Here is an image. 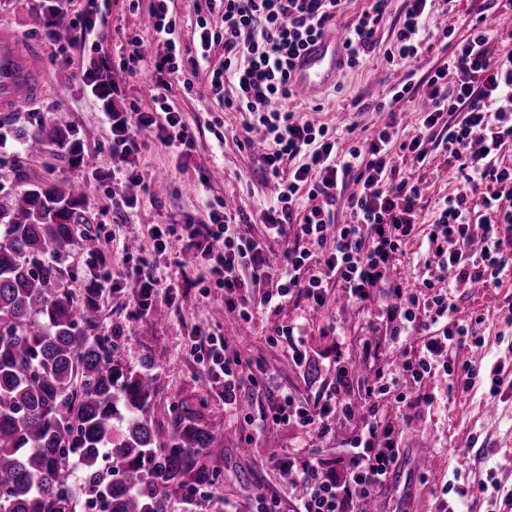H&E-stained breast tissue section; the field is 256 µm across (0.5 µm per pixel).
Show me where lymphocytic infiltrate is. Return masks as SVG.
Returning <instances> with one entry per match:
<instances>
[{
    "label": "lymphocytic infiltrate",
    "mask_w": 512,
    "mask_h": 512,
    "mask_svg": "<svg viewBox=\"0 0 512 512\" xmlns=\"http://www.w3.org/2000/svg\"><path fill=\"white\" fill-rule=\"evenodd\" d=\"M217 8L216 26L198 24L200 56L183 59L176 39V21L169 0H154L150 11L161 50L155 68L159 91L152 112L106 113L112 127L109 148L123 162L119 178L150 190L142 171L130 161L138 154L140 132L156 138L189 157L193 136L179 113L170 111L165 91L168 76L208 60L216 42L224 44V59L213 69L210 91L225 108L246 111L243 145L261 133L265 150L260 159L276 199L260 213L269 235L292 239L293 245L278 262H270L261 240L231 228L226 212L213 210L208 223L186 216L181 227L153 225L152 251L133 254L126 277L132 301L148 311L165 279L146 274L153 253L179 247L181 254L208 265L214 283L224 290V306L251 321L262 309H277L300 298L309 309L322 308L329 284L341 288L361 307L376 306L381 291L389 298L377 306L390 325V339L402 350L397 368L380 367L364 382H357L348 360L336 362V385L314 403H303L274 384L264 370H251L249 361L224 336L201 329L192 353L204 369L224 380V408L243 415L252 437L271 425H295L302 432L326 436L333 422L354 417L361 405L380 396H394L413 409L432 405L434 391L424 382L442 370L450 387L468 389L480 370L454 368L443 352L465 342L468 330L452 319L454 305L449 285L457 281L497 282L505 257L512 248V167L500 165L501 150L512 144V55L499 56L476 21L449 61L426 76L429 104L424 130L391 149L395 123H387L373 138L349 141L327 124L297 117L286 108L294 93L290 71L301 51L316 39L343 27L345 66L363 65L383 49L387 62L417 58L432 38L428 17L432 0H410L399 25L395 43L382 48L378 31L387 0H372L346 24H339L346 0H208ZM100 11L99 0H86L83 13L69 16L66 0H53L44 30L58 43L61 29L92 34ZM462 113L460 122L451 113ZM441 128L440 143L458 170L467 174L470 191H482V205L495 218L497 235H485L480 251H473L468 194L444 198L427 237L425 265L436 268L420 287L396 282L392 274L406 241L413 236L421 209L419 184L396 178L397 152L410 154L412 162L425 164L426 133ZM359 190L350 196V219L338 224L333 208L336 191L346 179ZM250 384L269 403L259 415L243 413L238 389ZM360 399H353L352 391ZM401 448L393 421L372 419L349 441L343 458L344 475L336 477L324 461L295 448L272 456L279 471L294 474L303 494L295 512H355L356 504L380 494L401 464Z\"/></svg>",
    "instance_id": "f902f5d3"
}]
</instances>
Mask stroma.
<instances>
[{"label": "stroma", "mask_w": 512, "mask_h": 512, "mask_svg": "<svg viewBox=\"0 0 512 512\" xmlns=\"http://www.w3.org/2000/svg\"><path fill=\"white\" fill-rule=\"evenodd\" d=\"M150 5L151 0H107L96 31L87 40H65L57 49L44 46L43 95L13 111L1 112L0 121L30 131L56 125L81 135L84 164H75L49 144L30 158L29 165L39 176L78 182L85 189L90 219L86 229L102 243L103 259L91 263L81 249H74L66 261L73 272L67 286L78 299L90 280H97L104 289L102 330L122 340L120 363L136 367L148 361L155 367L160 376L154 398L156 424L169 429L171 405L186 398L201 404L204 413L224 411L223 383L210 378L190 352L201 328L236 340L244 358L261 363L277 385L309 402L335 385V360L357 356L363 337L379 340L382 360L395 362L399 351L389 339L386 323L375 314L332 296L318 311L309 310L305 301L299 300L278 310L259 311L246 323L225 311L223 289L203 288L204 269L193 264L185 266L178 277L174 301L160 297L148 314L137 313L122 288L129 265L125 246L134 241L139 247L151 248L145 233L147 225L179 224L188 215L204 221L211 208L223 203L242 233L264 239L270 256H279L288 247L282 239L267 237L259 221L261 210L273 201L274 189L262 175L257 151L238 142L249 115L225 111L223 100L207 88L209 73L204 68L170 78L169 103L194 134L190 158L185 166H178L174 148L153 135H143L136 164L149 178L164 175L166 188L142 194L132 213H117L114 202L128 188L106 180L119 164L107 148L111 138L104 120L107 105L85 86L83 73L92 62L107 60L106 77L117 86L118 107L130 112L153 111L157 41L147 22ZM44 8L43 0H0V25L11 27L23 39L40 41L31 18ZM170 10L177 22L183 57L198 56L195 28L197 20L210 14L207 0H171ZM479 17L485 18L486 31L500 53L512 54V9L505 7L504 0H459L450 16L443 15L440 6H433L429 27L437 33L454 27V36L459 39ZM133 54L140 57L134 72L120 70L121 59ZM449 56L442 39L433 42L430 50L405 69L387 65L382 55H374L361 67L338 72L318 98L303 101L301 115L336 127L353 123L357 135L372 136L389 119L388 112L376 111L375 106L388 96L405 70L414 71L417 94L422 97L427 93L425 73L442 65ZM88 129L94 130L93 138H85ZM429 149L430 159L419 172L424 186L421 222L395 272L396 278L409 286L431 275L421 253L439 201L468 188L465 174L448 166L440 146L433 142ZM452 294L453 317L468 325L471 338L451 348L449 357L458 367L479 365L481 374L466 391L449 389L447 377L435 375L430 384L437 401L415 414L393 397L378 399L377 412L395 419L401 431L404 457L400 470L407 475L405 483L383 491L386 512H401V502L406 498L419 503L418 512H512V506L504 502L505 493L512 491V323L507 320L512 313V257L497 283L457 282ZM291 321L299 324L315 359L311 369L295 366L286 341H268L275 326ZM494 367L499 370L501 386L499 394L493 396L489 389ZM361 425V419L355 418L324 437L278 425L249 445L245 442L249 428L243 419L225 420L223 432L209 448L212 462L221 471V483L212 494V512H225L229 507L251 512L253 496L259 491L278 497L282 512H292L294 492L270 465V457L304 446L328 466L337 467L346 441ZM489 481L497 483V490H483V483ZM447 484L454 485V492L443 493ZM460 487L466 489L465 497H458L456 490Z\"/></svg>", "instance_id": "35a3bbf8"}]
</instances>
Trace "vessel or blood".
Masks as SVG:
<instances>
[{
  "mask_svg": "<svg viewBox=\"0 0 512 512\" xmlns=\"http://www.w3.org/2000/svg\"><path fill=\"white\" fill-rule=\"evenodd\" d=\"M344 34L335 31L302 53L291 72L296 97L314 99L333 80L344 58ZM39 43L24 41L8 26L0 27V111L17 108L23 99H37L44 78L37 66Z\"/></svg>",
  "mask_w": 512,
  "mask_h": 512,
  "instance_id": "b4317fda",
  "label": "vessel or blood"
}]
</instances>
